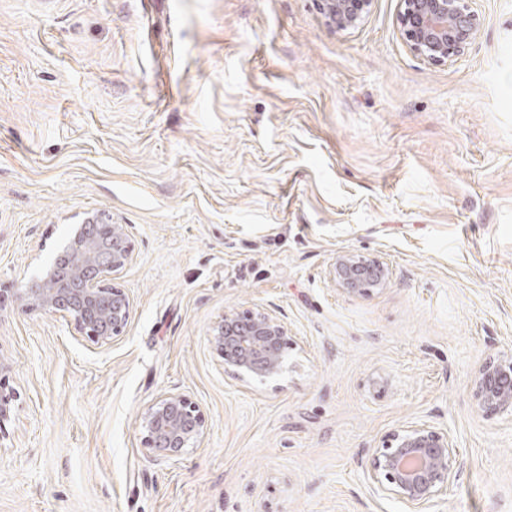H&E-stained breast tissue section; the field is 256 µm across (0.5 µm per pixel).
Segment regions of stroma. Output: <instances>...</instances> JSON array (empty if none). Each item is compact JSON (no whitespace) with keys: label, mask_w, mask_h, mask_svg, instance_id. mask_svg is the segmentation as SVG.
Masks as SVG:
<instances>
[{"label":"stroma","mask_w":512,"mask_h":512,"mask_svg":"<svg viewBox=\"0 0 512 512\" xmlns=\"http://www.w3.org/2000/svg\"><path fill=\"white\" fill-rule=\"evenodd\" d=\"M474 7L432 66L398 0L349 30L320 0H0V512H405L365 470L423 423L460 471L430 512H512V410L473 396L512 352V0ZM88 212L134 254L102 346L14 297ZM345 254L389 281L339 289ZM256 309L290 336L263 381L211 343ZM168 393L207 426L178 457L144 444ZM387 264L363 255H342L329 271L330 279L349 294H364L385 285L390 278Z\"/></svg>","instance_id":"35a3bbf8"}]
</instances>
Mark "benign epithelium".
Listing matches in <instances>:
<instances>
[{
    "instance_id": "obj_1",
    "label": "benign epithelium",
    "mask_w": 512,
    "mask_h": 512,
    "mask_svg": "<svg viewBox=\"0 0 512 512\" xmlns=\"http://www.w3.org/2000/svg\"><path fill=\"white\" fill-rule=\"evenodd\" d=\"M328 21L342 30L362 24L372 0H323ZM397 23L410 50L430 65H448L463 56L479 34L482 19L472 0H398ZM133 253L124 224L89 213L64 241L36 280L15 289L29 311L61 313L78 333L107 344L128 325L133 304L112 276L131 264ZM330 279L349 294L385 285L387 264L363 255H342ZM211 342L224 366L240 377L272 378L284 362L286 330L271 314L257 310L227 315L214 326ZM478 406L496 412L512 409V355L485 363L473 381ZM146 445L176 457L202 441L206 421L199 406L182 394L159 397L143 418ZM458 477L456 449L448 431L422 424L401 429L375 450L367 479L374 492L392 494L407 512H427L433 497Z\"/></svg>"
}]
</instances>
